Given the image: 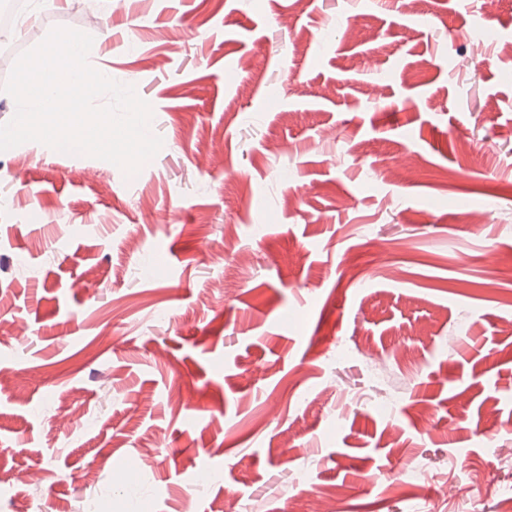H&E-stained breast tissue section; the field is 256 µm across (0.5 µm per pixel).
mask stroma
I'll use <instances>...</instances> for the list:
<instances>
[{
	"label": "stroma",
	"instance_id": "35a3bbf8",
	"mask_svg": "<svg viewBox=\"0 0 512 512\" xmlns=\"http://www.w3.org/2000/svg\"><path fill=\"white\" fill-rule=\"evenodd\" d=\"M38 2L11 42L90 34L163 146L132 177L0 152V512H296L329 485L345 512H498L512 0Z\"/></svg>",
	"mask_w": 512,
	"mask_h": 512
}]
</instances>
